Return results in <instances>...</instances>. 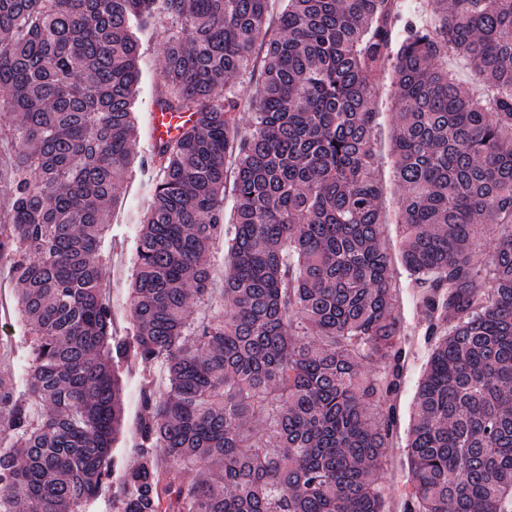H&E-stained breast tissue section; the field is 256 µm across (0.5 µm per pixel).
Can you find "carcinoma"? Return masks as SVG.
I'll use <instances>...</instances> for the list:
<instances>
[{
    "label": "carcinoma",
    "mask_w": 512,
    "mask_h": 512,
    "mask_svg": "<svg viewBox=\"0 0 512 512\" xmlns=\"http://www.w3.org/2000/svg\"><path fill=\"white\" fill-rule=\"evenodd\" d=\"M273 2L0 0V258L17 285L0 309L25 326L0 375V512H95L113 479L117 512H386L415 335L401 512H512V0H434L428 23L399 0H283L272 25ZM159 25L154 110L197 119L142 153L140 45ZM450 55L491 94L435 64ZM389 63L415 331L379 243L373 91ZM135 166L150 203L120 331L100 268ZM128 363L131 464L114 448ZM425 356L421 350L411 358L406 373V380L398 396L401 413L399 433L394 437L390 448H385L387 471L384 481V496L390 509H396L401 497V490L407 482L409 474V458L407 454V439L409 431V409L412 406L418 380L422 374Z\"/></svg>",
    "instance_id": "cac0c4a2"
}]
</instances>
